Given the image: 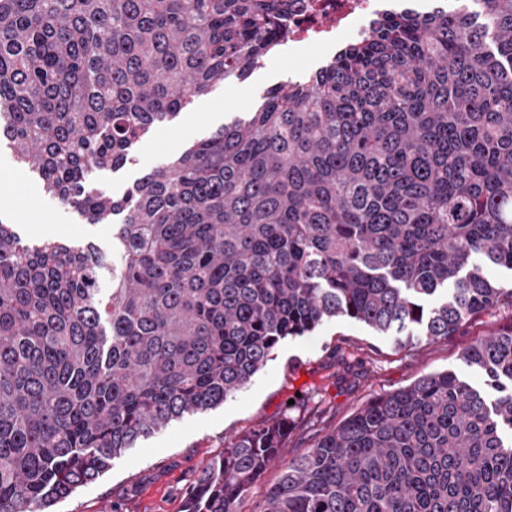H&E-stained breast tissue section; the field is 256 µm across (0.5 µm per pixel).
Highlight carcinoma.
Returning <instances> with one entry per match:
<instances>
[{
    "instance_id": "cac0c4a2",
    "label": "carcinoma",
    "mask_w": 512,
    "mask_h": 512,
    "mask_svg": "<svg viewBox=\"0 0 512 512\" xmlns=\"http://www.w3.org/2000/svg\"><path fill=\"white\" fill-rule=\"evenodd\" d=\"M476 2L386 17L110 196L89 177L288 39L291 0H0V135L118 257L0 220V512H49L328 321L412 349L512 296L481 271H512V0ZM463 361L512 383V326ZM287 431L225 442L182 512H240L275 462L261 512H512V389L435 372L283 461Z\"/></svg>"
}]
</instances>
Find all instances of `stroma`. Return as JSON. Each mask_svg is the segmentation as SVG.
Masks as SVG:
<instances>
[{
    "mask_svg": "<svg viewBox=\"0 0 512 512\" xmlns=\"http://www.w3.org/2000/svg\"><path fill=\"white\" fill-rule=\"evenodd\" d=\"M331 58L325 50L292 55L287 46L275 48L245 78L216 85L195 98L176 121L156 125L132 148L123 169L95 175L92 188L123 194L164 159L180 155L233 117L255 111L268 90L308 78ZM19 210L26 216V236L91 242L103 252L112 250L108 225L86 223L62 207L44 192L35 173L15 162L11 150H0V213L11 220ZM510 326L512 300L507 298L466 320L450 336L412 350L398 348L391 337L354 321H329L310 335L281 343L236 396L138 442L113 460L99 479L54 505L52 512H181L185 486L223 452L225 440L281 419L288 401L296 397L304 407L288 429L283 450L288 459L305 452L322 429L338 425L369 399L423 375L451 370L485 389V373L465 365L462 354Z\"/></svg>",
    "mask_w": 512,
    "mask_h": 512,
    "instance_id": "stroma-1",
    "label": "stroma"
}]
</instances>
